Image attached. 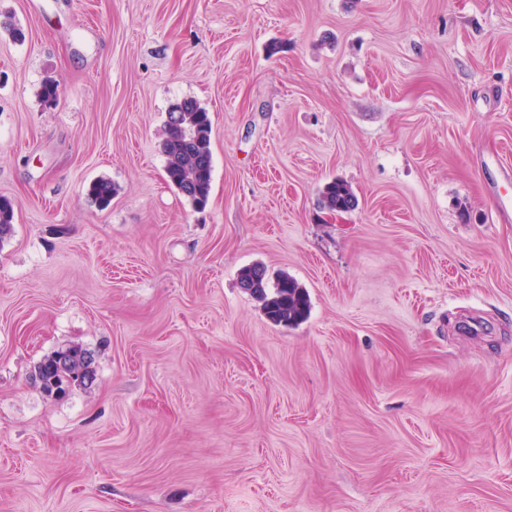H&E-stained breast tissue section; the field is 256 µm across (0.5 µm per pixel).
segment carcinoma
Segmentation results:
<instances>
[{
    "instance_id": "obj_1",
    "label": "carcinoma",
    "mask_w": 512,
    "mask_h": 512,
    "mask_svg": "<svg viewBox=\"0 0 512 512\" xmlns=\"http://www.w3.org/2000/svg\"><path fill=\"white\" fill-rule=\"evenodd\" d=\"M179 109L177 123L164 124V138L160 152L165 158V172L170 184L196 209L207 205L212 178V126L209 112L194 99L174 103ZM117 192L115 184L100 179L90 184L88 195L99 207H107ZM322 201L329 210H348L355 206L351 187L342 180L327 183L322 190ZM14 208L10 200L0 198V240L10 234ZM239 283L249 284L250 294L262 301L266 317L275 324L296 325L308 312L306 290L292 276L282 272L277 277L274 291L267 292L266 269L252 265L240 273ZM74 357L67 366H59L52 357L45 356L35 367L32 379L48 396L57 391L70 392L75 387H88L87 379L96 378V369L84 364V349L73 348Z\"/></svg>"
}]
</instances>
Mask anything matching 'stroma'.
<instances>
[{
    "instance_id": "35a3bbf8",
    "label": "stroma",
    "mask_w": 512,
    "mask_h": 512,
    "mask_svg": "<svg viewBox=\"0 0 512 512\" xmlns=\"http://www.w3.org/2000/svg\"><path fill=\"white\" fill-rule=\"evenodd\" d=\"M0 196V512H512V0H0ZM174 106L180 112L171 114L173 123L165 120L164 138L159 144L165 158V172L170 184L194 208L203 209L209 199L212 178L209 112L194 99L176 102L171 109ZM322 201L324 207L329 210H348L355 206L356 198L346 182L336 179L323 187ZM263 274V276H262ZM241 288L249 283V293L263 304L266 317L275 324L296 325L302 322L308 312L306 290L287 272L277 277L273 292L268 294V282L264 266L252 265L240 273ZM81 346H73L74 357L68 366L60 367L52 360L53 355L45 356L35 367L32 373V379L38 384L39 388L47 396H53L54 392L62 391L65 395L75 387H90L96 380L95 362L92 369H87L84 364L83 353L86 351ZM92 378V383L88 384L87 379Z\"/></svg>"
}]
</instances>
